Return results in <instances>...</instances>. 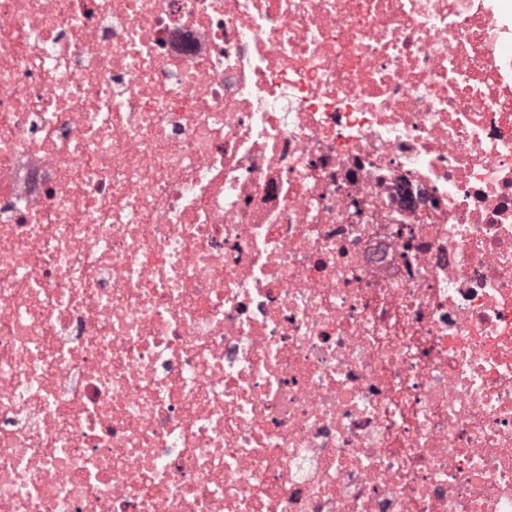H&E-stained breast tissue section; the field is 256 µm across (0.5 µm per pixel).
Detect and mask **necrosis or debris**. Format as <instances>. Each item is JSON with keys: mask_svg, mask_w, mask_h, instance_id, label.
Segmentation results:
<instances>
[{"mask_svg": "<svg viewBox=\"0 0 512 512\" xmlns=\"http://www.w3.org/2000/svg\"><path fill=\"white\" fill-rule=\"evenodd\" d=\"M0 512H512V0H0Z\"/></svg>", "mask_w": 512, "mask_h": 512, "instance_id": "1", "label": "necrosis or debris"}]
</instances>
